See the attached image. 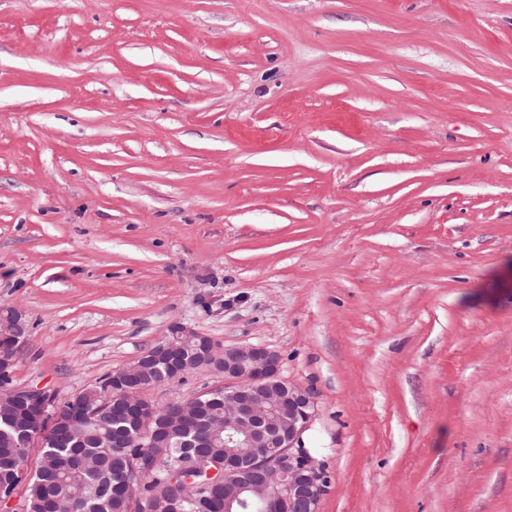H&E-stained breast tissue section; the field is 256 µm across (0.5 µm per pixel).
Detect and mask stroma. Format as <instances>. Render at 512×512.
Listing matches in <instances>:
<instances>
[{"label": "stroma", "instance_id": "1", "mask_svg": "<svg viewBox=\"0 0 512 512\" xmlns=\"http://www.w3.org/2000/svg\"><path fill=\"white\" fill-rule=\"evenodd\" d=\"M0 307L59 406L276 351L320 512H512V0H0Z\"/></svg>", "mask_w": 512, "mask_h": 512}]
</instances>
